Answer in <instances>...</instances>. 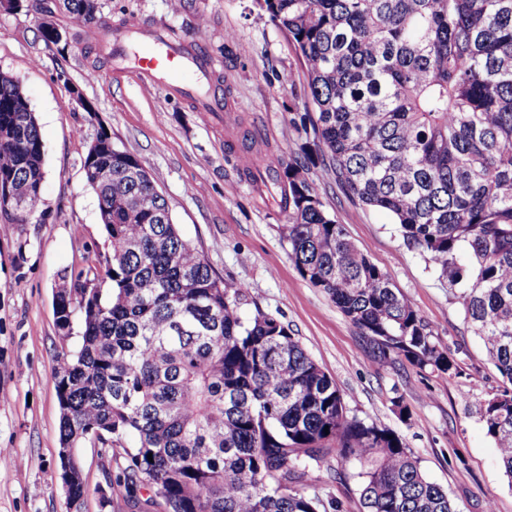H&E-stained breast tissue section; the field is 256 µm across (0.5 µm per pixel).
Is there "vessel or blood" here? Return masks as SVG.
Instances as JSON below:
<instances>
[{
	"instance_id": "1",
	"label": "vessel or blood",
	"mask_w": 512,
	"mask_h": 512,
	"mask_svg": "<svg viewBox=\"0 0 512 512\" xmlns=\"http://www.w3.org/2000/svg\"><path fill=\"white\" fill-rule=\"evenodd\" d=\"M131 64L139 75L172 88L208 75L211 68V61L203 51L179 49L173 38L157 32L145 36Z\"/></svg>"
}]
</instances>
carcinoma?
Here are the masks:
<instances>
[{"label":"carcinoma","mask_w":512,"mask_h":512,"mask_svg":"<svg viewBox=\"0 0 512 512\" xmlns=\"http://www.w3.org/2000/svg\"><path fill=\"white\" fill-rule=\"evenodd\" d=\"M102 26L97 0H60ZM302 60L312 133L266 160L284 185V239L300 275L368 338L374 359L460 373L410 300L324 210L310 168L390 213L403 244L458 294L507 386L480 418L512 481V0H262ZM0 186L41 207L45 146L18 79L0 73ZM110 255L65 289L54 368L62 449L112 441V485L162 512H341L314 491L332 456L370 462L364 512H459L396 433L348 414L340 391L279 319L240 312L174 224L142 163L85 158ZM329 431H324V428Z\"/></svg>","instance_id":"carcinoma-1"}]
</instances>
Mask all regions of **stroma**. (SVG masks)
I'll return each mask as SVG.
<instances>
[{"mask_svg":"<svg viewBox=\"0 0 512 512\" xmlns=\"http://www.w3.org/2000/svg\"><path fill=\"white\" fill-rule=\"evenodd\" d=\"M104 27L54 23L66 47L38 35L39 0L0 11V72L22 84L45 143L43 206L19 224L0 214V512H68L59 461L61 410L54 367L75 349L56 325L53 294L108 253L106 232L83 171L98 133L134 154L165 196L175 224L224 279L243 284V314L262 311L291 333L332 378L350 414L400 435L423 473L460 512H512V482L480 420L504 386L462 304L433 266L406 248L392 216L346 196L325 165L312 167L325 211L344 224L368 259L406 295L461 367L455 376L405 359L375 362L372 347L329 297L297 271L282 238L288 215L248 177L266 155L289 158L309 139L290 124L308 89L288 35L258 0H99ZM140 27L201 45L213 61L224 111H209L197 83L175 91L150 85L119 59L99 58L116 30ZM93 111H85L82 100ZM259 144L247 149L245 133ZM87 494L81 512H136L122 493L102 506L109 458L93 441L76 451ZM363 465L321 470L318 488L362 512Z\"/></svg>","mask_w":512,"mask_h":512,"instance_id":"1","label":"stroma"}]
</instances>
